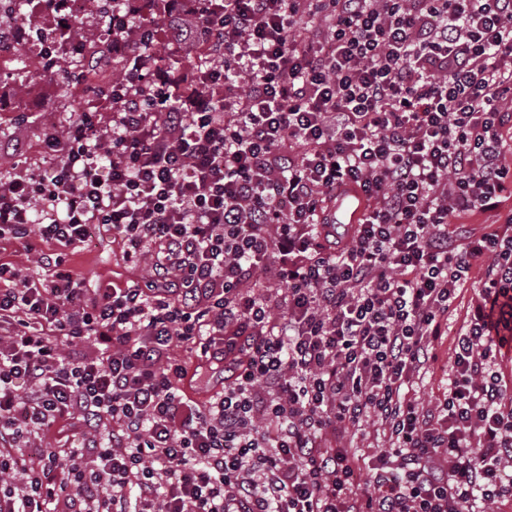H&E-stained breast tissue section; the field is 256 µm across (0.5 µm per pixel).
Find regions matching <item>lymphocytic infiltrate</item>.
<instances>
[{
	"label": "lymphocytic infiltrate",
	"mask_w": 512,
	"mask_h": 512,
	"mask_svg": "<svg viewBox=\"0 0 512 512\" xmlns=\"http://www.w3.org/2000/svg\"><path fill=\"white\" fill-rule=\"evenodd\" d=\"M129 13L112 47L134 66L46 134L49 173L0 184V240L47 273L18 288L0 263V512H500L512 0ZM206 43L184 83L147 62ZM349 187L365 209L342 243L330 203ZM470 214L495 223L471 235ZM93 224L150 262L144 284L86 293L62 251ZM478 266L448 387L424 404L417 380ZM175 346L223 389L188 395ZM370 421L387 446L368 462L342 441ZM64 426L92 436L33 445Z\"/></svg>",
	"instance_id": "1"
}]
</instances>
